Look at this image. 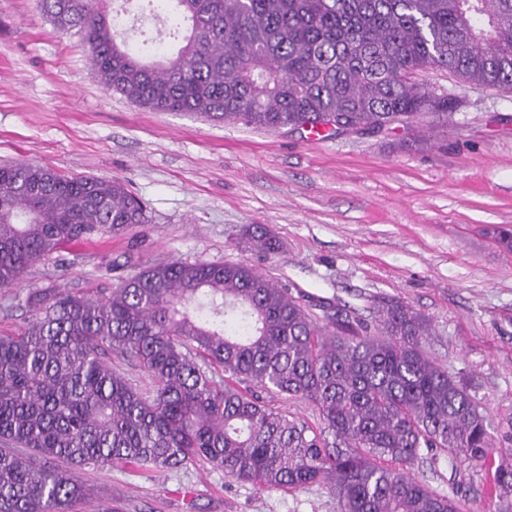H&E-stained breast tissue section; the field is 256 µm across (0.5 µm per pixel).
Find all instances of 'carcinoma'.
Masks as SVG:
<instances>
[{
	"label": "carcinoma",
	"mask_w": 512,
	"mask_h": 512,
	"mask_svg": "<svg viewBox=\"0 0 512 512\" xmlns=\"http://www.w3.org/2000/svg\"><path fill=\"white\" fill-rule=\"evenodd\" d=\"M39 8L83 36L106 90L157 112L337 136L448 123V94L415 79L429 68L512 89V0H144L134 22L184 24L176 52L152 55L99 0ZM144 221L121 179L1 164L0 289L67 244ZM247 237L279 250L262 227ZM21 307L31 320L0 336V512H71L87 468L189 462L260 490L322 485L336 512H462L410 471L425 450L458 469L492 447L480 401L424 350L429 319L401 301L381 300L373 328L339 305L322 322L249 265L172 260L107 292L32 290ZM114 352L153 389L113 369ZM265 393L312 403L320 427ZM495 487L512 494L511 467Z\"/></svg>",
	"instance_id": "obj_1"
}]
</instances>
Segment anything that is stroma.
<instances>
[{"label":"stroma","mask_w":512,"mask_h":512,"mask_svg":"<svg viewBox=\"0 0 512 512\" xmlns=\"http://www.w3.org/2000/svg\"><path fill=\"white\" fill-rule=\"evenodd\" d=\"M459 107L447 126L306 134L154 112L104 90L82 37L59 33L38 0H0V164L31 161L69 176L124 179L145 223L64 246L0 290V333L28 321L29 289L109 288L153 263L240 262L305 294L315 316L336 305L373 323L389 297L429 317L424 347L483 404L493 446L458 485L466 512H499L493 476L512 466V90L446 70L419 73ZM280 242L254 251L245 228ZM91 493L121 512H336L315 486L259 491L191 463L164 473L86 470Z\"/></svg>","instance_id":"obj_1"}]
</instances>
